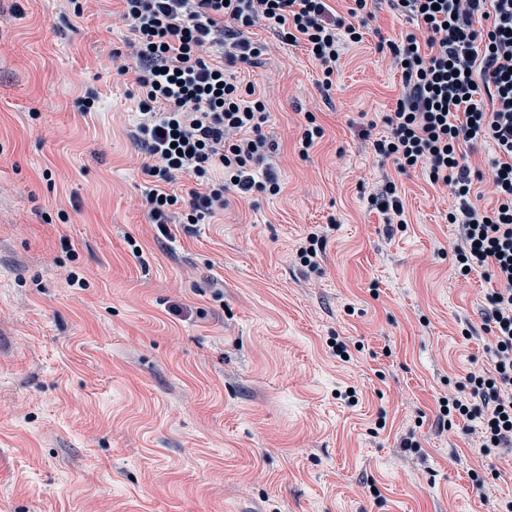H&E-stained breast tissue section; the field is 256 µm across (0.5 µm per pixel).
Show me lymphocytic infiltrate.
<instances>
[{
    "instance_id": "f902f5d3",
    "label": "lymphocytic infiltrate",
    "mask_w": 512,
    "mask_h": 512,
    "mask_svg": "<svg viewBox=\"0 0 512 512\" xmlns=\"http://www.w3.org/2000/svg\"><path fill=\"white\" fill-rule=\"evenodd\" d=\"M349 2L342 16L330 0H123L132 37L118 73L133 74L140 89L130 136L157 180L146 191L148 219L165 235L222 212L228 192L280 194L267 98L234 74L269 50L254 28L305 45L328 90L345 44L362 41L380 6L415 22L416 31L386 43L402 89L373 150L379 164L427 170L450 191L457 268L491 269L498 283L487 297L488 364L469 373L468 393L440 404L441 417L476 423L488 457L512 445V0ZM486 147L489 208L471 200V159ZM180 175L199 180L182 198L166 190Z\"/></svg>"
}]
</instances>
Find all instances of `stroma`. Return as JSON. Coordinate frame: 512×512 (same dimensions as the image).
<instances>
[{"instance_id":"35a3bbf8","label":"stroma","mask_w":512,"mask_h":512,"mask_svg":"<svg viewBox=\"0 0 512 512\" xmlns=\"http://www.w3.org/2000/svg\"><path fill=\"white\" fill-rule=\"evenodd\" d=\"M120 11L0 0V512H502L512 447L487 458L437 419L487 359L496 283L458 275L454 201L423 171L395 178L406 226L370 203L360 132L383 135L401 88L379 45L412 23L381 8L328 101L305 49L272 41L240 77L268 92L282 193L164 236ZM306 120L308 125H306L296 144L298 154L301 157L308 156L309 150L313 148L316 140L323 136V129L320 125L316 124V118L312 113L306 115ZM325 236L316 231L310 232L306 237V244L299 246L297 256L305 266H316L317 259L323 251Z\"/></svg>"}]
</instances>
